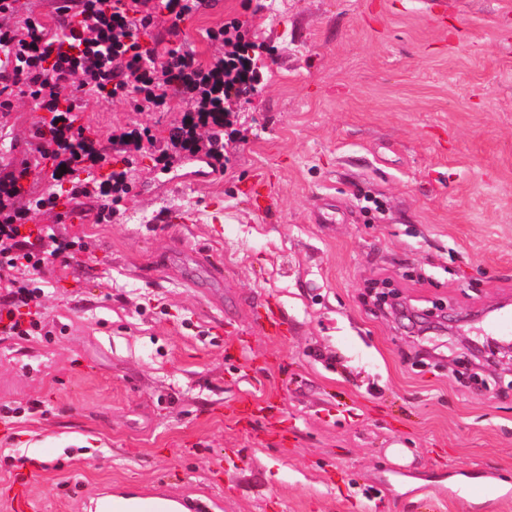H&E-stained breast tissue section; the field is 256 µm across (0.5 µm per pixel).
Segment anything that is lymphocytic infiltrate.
Listing matches in <instances>:
<instances>
[{"instance_id": "1", "label": "lymphocytic infiltrate", "mask_w": 512, "mask_h": 512, "mask_svg": "<svg viewBox=\"0 0 512 512\" xmlns=\"http://www.w3.org/2000/svg\"><path fill=\"white\" fill-rule=\"evenodd\" d=\"M95 0H68V11L76 16V23L63 27L61 33L51 32L40 20L33 17L14 21L15 6L13 0H0V54L11 61L8 70L0 69V98L9 99L13 94L31 98L37 105H44L46 99H62L63 117L61 137L53 146L39 144V151H51L58 157L59 171H67L76 166L93 167L106 158V147L97 141L83 147H75L66 124V114L76 101L82 100L87 89L93 88V76H84L71 69L52 67L47 58L67 52L78 51L86 37L87 28L81 20L90 11ZM24 56L29 64L16 66L17 56ZM112 79L115 82H149L151 93L143 98L145 108L164 111L169 102L170 93L165 85L161 71L154 66L135 71L120 66L113 67ZM250 78L239 51L233 50L218 60L214 67L202 78V89L206 92L224 91L225 95L240 94L247 90ZM16 192L9 178L0 177V213L9 212L10 223L0 225V257L5 258L11 269L23 270L26 279L20 285L10 288L8 296L11 307L6 311V323H0V333L20 339H29L43 335L40 320L22 321L15 315L18 307L33 301L38 282L43 281L47 271L57 267H68L75 255L69 243L55 241L48 256H41L38 250L28 245L14 230L15 225L24 223L27 218L25 208H16L12 200Z\"/></svg>"}]
</instances>
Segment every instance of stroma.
Instances as JSON below:
<instances>
[{
    "instance_id": "35a3bbf8",
    "label": "stroma",
    "mask_w": 512,
    "mask_h": 512,
    "mask_svg": "<svg viewBox=\"0 0 512 512\" xmlns=\"http://www.w3.org/2000/svg\"><path fill=\"white\" fill-rule=\"evenodd\" d=\"M210 2L176 38L156 15L148 41L206 66L224 25L254 45L223 169L125 142L191 109L128 95L77 113L119 142L96 178L134 159L130 192L74 197L49 159L27 187L59 203L26 232L76 258L18 309L50 341L0 334V404L24 410L0 417V512L26 479L33 512H84L104 486L208 512H512V354L471 351L512 307V0ZM12 102L1 170L37 155L42 113ZM319 198L333 223H312ZM375 281L461 322L421 333L373 307Z\"/></svg>"
}]
</instances>
